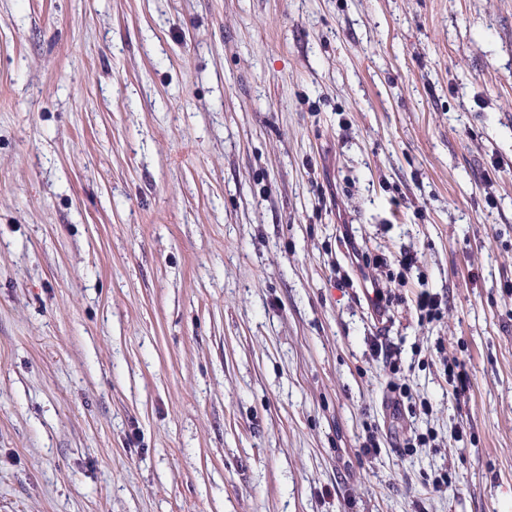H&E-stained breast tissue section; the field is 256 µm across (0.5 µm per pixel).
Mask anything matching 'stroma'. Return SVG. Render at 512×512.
I'll return each mask as SVG.
<instances>
[{
	"instance_id": "obj_1",
	"label": "stroma",
	"mask_w": 512,
	"mask_h": 512,
	"mask_svg": "<svg viewBox=\"0 0 512 512\" xmlns=\"http://www.w3.org/2000/svg\"><path fill=\"white\" fill-rule=\"evenodd\" d=\"M510 278L512 0H0V512H512ZM349 224H342L343 230L342 239L345 243L348 255L350 257L352 270L356 272V277L363 281L364 294L366 296L369 308L372 311L373 317L379 319L382 323L391 320V305H392V289L386 285H381L377 280L370 278L365 270L373 264H380L379 258H374L373 262L370 260L369 252L365 250L360 240L353 234L352 227ZM443 297L429 289H423L416 300V308L419 311L420 322H432L439 320L443 314ZM446 376H448V384L452 388L454 395L458 396L463 393L470 384L468 374L465 370L464 362L458 358H452L446 361Z\"/></svg>"
}]
</instances>
